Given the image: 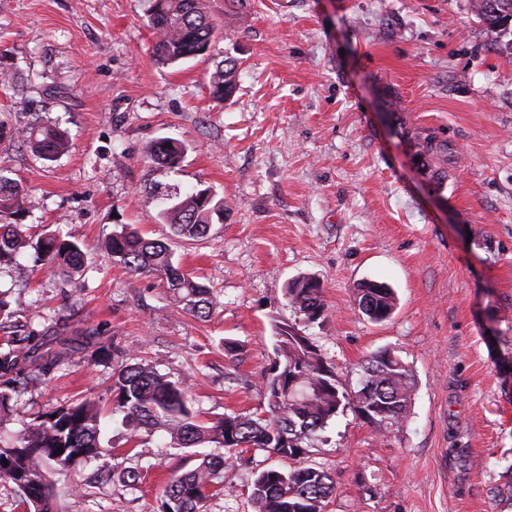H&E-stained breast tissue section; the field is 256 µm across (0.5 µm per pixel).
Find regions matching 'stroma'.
Returning <instances> with one entry per match:
<instances>
[{
    "label": "stroma",
    "mask_w": 512,
    "mask_h": 512,
    "mask_svg": "<svg viewBox=\"0 0 512 512\" xmlns=\"http://www.w3.org/2000/svg\"><path fill=\"white\" fill-rule=\"evenodd\" d=\"M207 2L209 52L166 66L147 0H0V72L13 78L0 86V175L22 188L31 234L68 233L84 252L79 288L30 255L0 269V342L27 338L36 355L0 436L91 399L112 454L53 473V512H159L189 463L160 437L120 434L122 357L187 381L203 419L263 412L273 325L286 322L349 389L384 349L415 375L399 431L347 412L311 441L306 463L336 487L324 512H512V23H480L473 0ZM230 59L234 90L213 100ZM35 123L64 130L68 153L34 156L19 132ZM167 137L186 146L174 168L147 156ZM428 138L443 152L423 155ZM206 187L223 223L175 237L163 209ZM121 224L170 244L209 288L208 320L179 314L159 277L114 264L103 243ZM302 275L323 285L314 323L286 297ZM365 281L397 294L384 322L355 304ZM136 465L142 481L125 484ZM289 465L245 453L205 512H252L254 473Z\"/></svg>",
    "instance_id": "1"
}]
</instances>
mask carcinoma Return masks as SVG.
<instances>
[{
    "label": "carcinoma",
    "instance_id": "cac0c4a2",
    "mask_svg": "<svg viewBox=\"0 0 512 512\" xmlns=\"http://www.w3.org/2000/svg\"><path fill=\"white\" fill-rule=\"evenodd\" d=\"M475 15L491 27L512 18V0H474ZM148 25L154 35V57L175 64L207 53L216 27L205 0H152ZM235 63L218 67L211 76V94L223 100L235 85ZM23 141L39 157L53 161L68 149L64 134L52 126L30 127ZM185 147L153 142L149 159L159 165L177 166ZM25 210V196L17 185L0 176V266L13 264L28 248L52 274L73 287L80 285L84 253L79 243L59 231L31 242L24 225L12 219ZM165 223L184 239L205 237L212 224L224 223V197L210 188L197 189L177 198L162 212ZM106 247L114 262L132 273H151L161 278L178 308L198 319L210 316V292L174 261L168 244L144 237L124 225L112 232ZM292 307L314 322L325 304L320 281L302 276L288 284ZM359 311L380 323L394 313L395 292L383 283L364 282L356 290ZM275 358L300 377L299 394L276 399L275 385L282 373L268 371L262 388L268 411L233 414L205 421L189 399L182 381H171L150 363H126L113 374L115 399L112 414L121 416L126 441L138 443L143 437L162 433L170 447L181 450L209 445L216 452L204 456L193 467L175 474L164 487L160 512H203L209 498L224 489V469L237 455L251 448L292 461L288 469L267 468L255 474L251 483L254 512H323L334 492L330 474L306 465L304 440L338 416L336 407H352L356 391L347 389L320 350L301 330L289 323L273 325ZM33 358L22 340L0 353V417L8 414L13 395L26 389L27 382L10 376L18 362ZM364 381L372 385L364 404L377 406L366 419L376 431L400 430L408 418L414 391V374L401 358L388 350L372 355L363 365ZM101 411L90 401H80L35 419L16 439L0 445V483L12 485L19 505L31 512H52L50 470H67L69 455L80 450L87 459L101 456ZM66 455L56 453L58 448ZM8 464H3V461Z\"/></svg>",
    "mask_w": 512,
    "mask_h": 512
}]
</instances>
